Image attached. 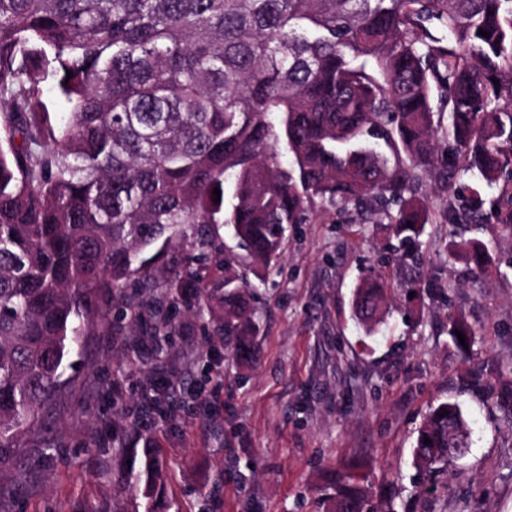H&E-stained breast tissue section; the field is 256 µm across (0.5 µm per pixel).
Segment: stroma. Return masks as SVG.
I'll use <instances>...</instances> for the list:
<instances>
[{
	"label": "stroma",
	"instance_id": "1",
	"mask_svg": "<svg viewBox=\"0 0 512 512\" xmlns=\"http://www.w3.org/2000/svg\"><path fill=\"white\" fill-rule=\"evenodd\" d=\"M500 186L429 179L430 222L406 256L371 213L312 201L289 230L279 266L254 292L255 359L240 366L222 335L186 330L177 311L163 336L136 325L97 328L69 358L70 385L32 432L0 512H140L143 484L126 480L114 449H160L170 512H326L320 489L351 466L376 512H512V235L498 224H451L446 201ZM489 251L474 272L455 251ZM390 290L382 323L353 315L362 277ZM463 319L468 346L452 335ZM176 418L142 416L149 369ZM179 390L169 394L167 382ZM457 403L471 427L468 453L418 491L416 431L429 409Z\"/></svg>",
	"mask_w": 512,
	"mask_h": 512
}]
</instances>
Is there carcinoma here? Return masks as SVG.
Wrapping results in <instances>:
<instances>
[{
  "mask_svg": "<svg viewBox=\"0 0 512 512\" xmlns=\"http://www.w3.org/2000/svg\"><path fill=\"white\" fill-rule=\"evenodd\" d=\"M436 172L503 182L492 219L512 234V0H0V472L105 325L102 296L155 334L181 305L248 364L251 290L306 205L371 210L410 246ZM482 205L475 189L444 211L480 224ZM465 258L488 264L477 242ZM132 278L150 301L123 297ZM387 300L361 280L356 317L380 322ZM468 447L441 402L414 464L430 477ZM158 453L128 473L145 512H168ZM326 489L328 512H374L353 473Z\"/></svg>",
  "mask_w": 512,
  "mask_h": 512,
  "instance_id": "1",
  "label": "carcinoma"
}]
</instances>
